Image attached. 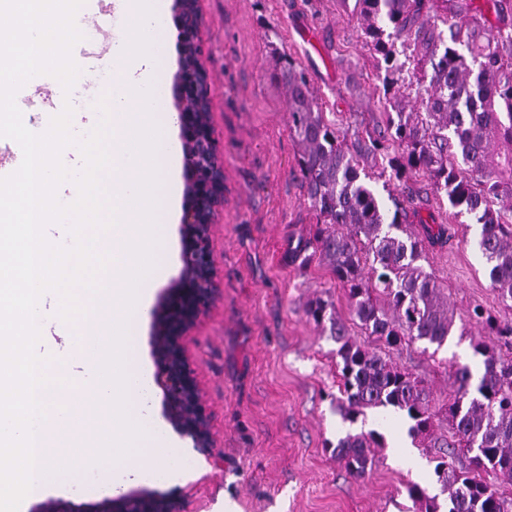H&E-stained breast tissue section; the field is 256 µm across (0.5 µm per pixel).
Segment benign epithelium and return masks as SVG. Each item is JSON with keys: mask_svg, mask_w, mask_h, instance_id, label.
<instances>
[{"mask_svg": "<svg viewBox=\"0 0 512 512\" xmlns=\"http://www.w3.org/2000/svg\"><path fill=\"white\" fill-rule=\"evenodd\" d=\"M180 41L192 50L180 65L175 99L180 136L185 151V213L182 233L183 268L158 297L151 310V344L156 371L154 382L162 392L163 415L173 428L210 456L215 448L210 417L202 403L194 369L184 346L190 330L219 295L210 230L224 206V168L209 119L201 107H210L212 88L200 61L197 11L177 0ZM34 512H183L181 498L147 488L130 489L97 503L49 498Z\"/></svg>", "mask_w": 512, "mask_h": 512, "instance_id": "7a95c632", "label": "benign epithelium"}]
</instances>
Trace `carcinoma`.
<instances>
[{
    "label": "carcinoma",
    "instance_id": "obj_1",
    "mask_svg": "<svg viewBox=\"0 0 512 512\" xmlns=\"http://www.w3.org/2000/svg\"><path fill=\"white\" fill-rule=\"evenodd\" d=\"M426 0H356L363 46L381 56L383 88L391 112L382 131L348 146L325 121L305 74L289 58L280 69L288 89L289 129L300 146L298 160L315 231L302 240L291 261L325 263L344 289L351 319L382 343L376 351L357 343L333 304L311 300L306 313L329 325L338 345L342 385L336 407L355 422L368 409L391 407L412 421L416 438L433 435L444 416L450 436L437 444L435 474L444 502L413 484L416 512H512V320L497 321L480 304L469 312L472 324L489 329L472 347L483 358L484 373L470 396L468 368L453 372L458 384L448 406L433 405L431 394L412 374L394 366L388 351L423 341L438 347L454 326L433 274L420 264L425 250L446 240L448 228L423 225L408 231L399 220L403 202L388 215L385 203L361 178V154L381 163L388 180L401 186L419 175L432 180L455 216L480 226L478 249L492 287L512 308V0H495L498 24L490 28L470 14L468 0H455L444 15L424 13ZM413 45L414 69L408 80L394 39ZM511 353H501L498 343ZM375 431L347 434L334 447L346 470L363 478L376 449ZM469 455L455 466L456 450Z\"/></svg>",
    "mask_w": 512,
    "mask_h": 512
}]
</instances>
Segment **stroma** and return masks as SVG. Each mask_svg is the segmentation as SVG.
Segmentation results:
<instances>
[{"label": "stroma", "instance_id": "35a3bbf8", "mask_svg": "<svg viewBox=\"0 0 512 512\" xmlns=\"http://www.w3.org/2000/svg\"><path fill=\"white\" fill-rule=\"evenodd\" d=\"M197 8L224 207L211 229L221 296L186 346L216 448L208 457L191 439L178 438L185 472L159 489L182 492L184 512H415L411 484L431 495L440 491L434 449L416 448L415 469L395 447L409 427L402 415L371 410L356 423L343 421L336 408V343L305 313L318 296L343 316L348 304L325 264L290 260L317 218L288 129V92L274 77L281 55H288L305 72L325 120L350 143L386 126L383 63L361 43L355 0H197ZM37 94L41 109L30 115L33 125L62 95L78 112L93 111L96 102L91 87L78 83L67 94L50 76ZM364 167L379 197H405L412 232L426 222L451 233L448 243L427 250L423 266L443 290L454 332L436 351L419 342L390 355L440 405L455 390L453 365L468 366L474 386L483 373L481 357L461 333L472 306L502 319H511L512 310L491 286L475 247L477 225L454 217L427 176L405 189L380 179L373 161ZM371 429L383 434L385 446L368 477L357 480L332 451L346 433ZM111 494V483L85 476L45 492L82 503Z\"/></svg>", "mask_w": 512, "mask_h": 512}]
</instances>
